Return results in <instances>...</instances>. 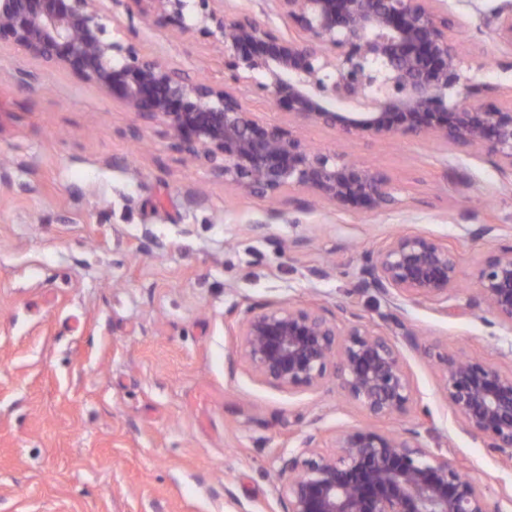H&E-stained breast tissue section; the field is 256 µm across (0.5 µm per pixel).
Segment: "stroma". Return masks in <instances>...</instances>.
I'll return each instance as SVG.
<instances>
[{"label": "stroma", "instance_id": "1", "mask_svg": "<svg viewBox=\"0 0 512 512\" xmlns=\"http://www.w3.org/2000/svg\"><path fill=\"white\" fill-rule=\"evenodd\" d=\"M510 5L436 4L463 22L459 50L466 63L487 61L493 85L512 75L496 68L503 45L482 17ZM101 13L143 53L223 81L210 41L147 27L123 0H102ZM295 132L383 171L396 204L361 213L299 189L273 205L243 196L187 167L162 123L20 47L0 48V512H283L271 485L279 455L306 433L329 446L370 423L415 427L432 455L461 462L490 496L512 490V468L462 431L440 365L415 350L402 351L410 412L376 422L335 383L288 392L238 362L230 327L243 298L350 304L375 325L383 298L355 286L363 256L389 236L448 242L465 294L473 269L512 244V190L486 157L411 134ZM475 188L485 205L461 209ZM483 224L498 235H478ZM397 317L442 351L512 371V333L478 313L449 318L405 300Z\"/></svg>", "mask_w": 512, "mask_h": 512}]
</instances>
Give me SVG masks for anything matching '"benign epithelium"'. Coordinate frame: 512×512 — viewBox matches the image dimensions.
<instances>
[{"label": "benign epithelium", "instance_id": "benign-epithelium-1", "mask_svg": "<svg viewBox=\"0 0 512 512\" xmlns=\"http://www.w3.org/2000/svg\"><path fill=\"white\" fill-rule=\"evenodd\" d=\"M100 0H0V46L23 48L50 69L96 87L146 123L162 122L170 146L241 193L276 200L297 188L336 207L379 212L397 188L379 169L308 147L291 124L345 136L370 133L432 138L453 151L494 159L512 187V87L483 80L484 63L462 74L463 58L438 0H269L276 27L248 13L228 15L224 0H125L156 27L211 39L224 58V83L141 52L132 38H105ZM506 50L495 61L512 73V12L483 19ZM254 94L288 115L258 119ZM484 99L478 106L457 98ZM459 264L448 243L398 234L366 255L357 288L394 302H428L443 315L480 311L512 332V245L478 264L474 288L457 304ZM242 357L277 388L317 390L333 377L369 417L408 413L414 390L399 344L426 349L413 332L396 339L355 313L248 302L235 320ZM442 390L462 430L512 467V372L477 356L434 354ZM302 451L279 456L273 485L284 512H506L512 494L491 498L463 464L430 454L413 427L371 426L336 434L332 454L306 435Z\"/></svg>", "mask_w": 512, "mask_h": 512}]
</instances>
